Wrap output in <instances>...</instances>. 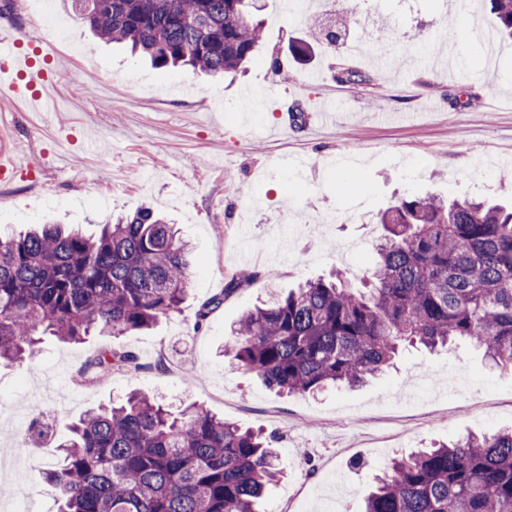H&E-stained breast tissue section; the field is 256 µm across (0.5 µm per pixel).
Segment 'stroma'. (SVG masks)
<instances>
[{
	"instance_id": "stroma-1",
	"label": "stroma",
	"mask_w": 512,
	"mask_h": 512,
	"mask_svg": "<svg viewBox=\"0 0 512 512\" xmlns=\"http://www.w3.org/2000/svg\"><path fill=\"white\" fill-rule=\"evenodd\" d=\"M263 47L244 72L211 77L156 68L130 50L94 37L62 0H45L47 21L0 6V27L22 41H57L47 64L56 105L35 111L0 96L5 143L25 158L0 178V235L31 224H65L98 235L110 218L147 206L176 224L195 263L179 310L147 331L97 332L79 343L47 336L34 366H0V512L25 499L28 512H57L54 490L39 479L58 445L86 411L139 391L179 411L193 404L242 428L275 435L282 476L259 512H363V497L390 459L433 442L512 427V370L493 368L481 351L453 344L411 348L380 377L356 388L282 396L222 354L238 319L272 294L338 270L360 284L375 258L379 217L402 198L439 194L512 202V42L493 69L470 28L492 25L488 0H380L359 5L336 42L329 0H304L302 13L280 0H256ZM309 66L288 53L310 36ZM418 40H410V33ZM454 47L462 73L449 83L435 61ZM352 68L369 83H342ZM320 71L318 81L309 70ZM259 101L240 109L246 91ZM336 101L334 128L311 135L284 113ZM409 112L405 125L383 120ZM249 284L225 295L205 321L197 314L236 272ZM104 349L131 352L138 371L112 369L78 382ZM48 435H31L39 412Z\"/></svg>"
}]
</instances>
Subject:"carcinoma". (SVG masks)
Here are the masks:
<instances>
[{"label": "carcinoma", "mask_w": 512, "mask_h": 512, "mask_svg": "<svg viewBox=\"0 0 512 512\" xmlns=\"http://www.w3.org/2000/svg\"><path fill=\"white\" fill-rule=\"evenodd\" d=\"M102 39L127 43L162 68L210 75L241 67L262 40L255 0H71ZM497 33L512 39V0H490ZM297 62L304 40L288 42ZM384 229L365 290L335 274L310 280L246 313L224 352L287 395L359 386L404 344L435 349L467 341L512 368V210L477 200L401 199ZM191 250L148 208L96 237L43 224L0 237V365L33 364L41 337L79 342L148 329L187 294ZM249 275L199 311L219 307ZM131 354L98 353L80 379L132 367ZM40 478L60 512H256L278 476L272 439L203 409L174 415L133 394L85 414ZM364 512H512V430L468 436L394 458Z\"/></svg>", "instance_id": "cac0c4a2"}]
</instances>
